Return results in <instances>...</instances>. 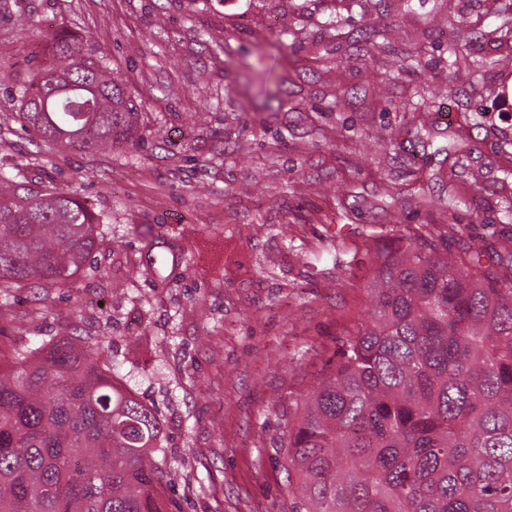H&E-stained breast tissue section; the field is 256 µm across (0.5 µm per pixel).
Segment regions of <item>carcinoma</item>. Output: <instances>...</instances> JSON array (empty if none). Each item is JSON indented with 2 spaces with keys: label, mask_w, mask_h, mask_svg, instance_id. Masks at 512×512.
Returning a JSON list of instances; mask_svg holds the SVG:
<instances>
[{
  "label": "carcinoma",
  "mask_w": 512,
  "mask_h": 512,
  "mask_svg": "<svg viewBox=\"0 0 512 512\" xmlns=\"http://www.w3.org/2000/svg\"><path fill=\"white\" fill-rule=\"evenodd\" d=\"M51 62L0 75L17 119L49 148L137 146L138 108L93 45L49 35ZM469 41L448 67L471 69ZM103 217L0 165V309L66 288ZM357 332L294 398L283 468L293 512H512V268L452 256L427 228L378 247ZM95 337L57 336L0 364V512H167L163 424L96 361Z\"/></svg>",
  "instance_id": "cac0c4a2"
}]
</instances>
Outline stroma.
<instances>
[{
    "label": "stroma",
    "mask_w": 512,
    "mask_h": 512,
    "mask_svg": "<svg viewBox=\"0 0 512 512\" xmlns=\"http://www.w3.org/2000/svg\"><path fill=\"white\" fill-rule=\"evenodd\" d=\"M18 5L0 69L80 35L123 78L140 143L38 151L0 92V157L103 217L70 287L12 295L0 352L103 335L98 363L164 425L172 512H292L289 393L366 313L370 245L429 224L483 268L512 262V0ZM457 37L479 61L463 77ZM406 52L420 67L390 81ZM415 103L435 112L421 134ZM469 44L467 39L448 44V66L454 68L457 73L469 72L471 69L469 57L473 53Z\"/></svg>",
    "instance_id": "1"
}]
</instances>
